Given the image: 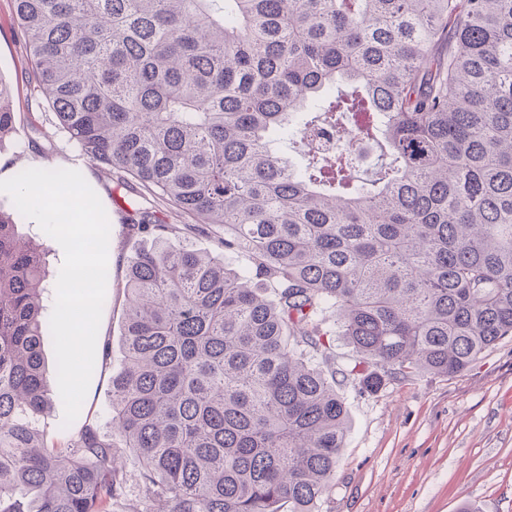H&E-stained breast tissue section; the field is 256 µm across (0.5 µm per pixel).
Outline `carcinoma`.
<instances>
[{"label":"carcinoma","mask_w":512,"mask_h":512,"mask_svg":"<svg viewBox=\"0 0 512 512\" xmlns=\"http://www.w3.org/2000/svg\"><path fill=\"white\" fill-rule=\"evenodd\" d=\"M13 2L69 141L219 252L131 225L151 245L109 411L50 448L49 250L0 212V512H112L125 455L168 512H313L348 435L336 374H458L512 336V0Z\"/></svg>","instance_id":"1"}]
</instances>
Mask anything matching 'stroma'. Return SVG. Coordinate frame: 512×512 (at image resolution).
<instances>
[{"mask_svg":"<svg viewBox=\"0 0 512 512\" xmlns=\"http://www.w3.org/2000/svg\"><path fill=\"white\" fill-rule=\"evenodd\" d=\"M27 67L13 0H0V74L14 84L16 131L0 144V174L25 168L78 170L109 219L106 297L87 396L72 430L104 416L122 356L125 266L139 240L129 222L137 196L118 174L80 156ZM347 444L315 512H512V337L466 371L386 377L374 393L348 383Z\"/></svg>","mask_w":512,"mask_h":512,"instance_id":"1","label":"stroma"}]
</instances>
